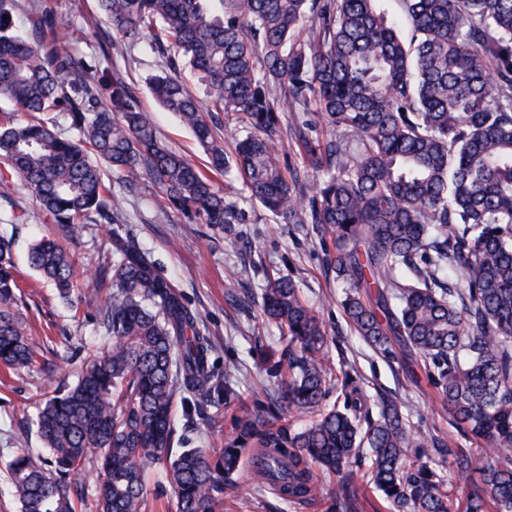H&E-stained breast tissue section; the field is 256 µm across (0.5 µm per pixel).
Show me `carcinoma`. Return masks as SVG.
I'll use <instances>...</instances> for the list:
<instances>
[{
  "label": "carcinoma",
  "mask_w": 512,
  "mask_h": 512,
  "mask_svg": "<svg viewBox=\"0 0 512 512\" xmlns=\"http://www.w3.org/2000/svg\"><path fill=\"white\" fill-rule=\"evenodd\" d=\"M98 0L117 38L146 35L165 60L147 78L154 99L204 147L198 166L157 135L150 112L120 74L100 84L58 37L57 14L30 0L14 28L0 0V182L20 180L53 237L27 263L71 301L106 291L95 319L108 343L86 354L74 384L45 400L46 453L9 463L21 512H147L148 468L161 464L176 512H223L246 449L258 485L290 503L317 496L313 467L342 479L326 512H359L344 470L369 459L370 485L390 512H512V0ZM204 86L188 89L183 73ZM26 120L18 122L14 113ZM63 112L77 137L44 115ZM328 133L311 137L312 118ZM302 167L281 159L285 119ZM243 135L228 154L218 135ZM125 184L141 175L163 208L189 224H240L244 213L215 175L236 169L249 197L290 224L334 240L328 268L349 291V325L385 356L418 358L450 421L483 448L421 433L398 395L368 396L342 371L336 401L327 336L286 275L267 276L260 310L281 330V377L262 412L225 381L214 345L177 287L154 266L103 168ZM320 172L315 194L304 172ZM85 224L112 225V256L78 274L65 245ZM13 242L0 236V365L20 369L34 350L16 310ZM237 411L212 454L174 449L177 408L213 425L209 408ZM313 415L293 432L299 414ZM485 456L473 468L475 453ZM446 471L432 467L435 456ZM97 470L93 491L77 482Z\"/></svg>",
  "instance_id": "obj_1"
}]
</instances>
